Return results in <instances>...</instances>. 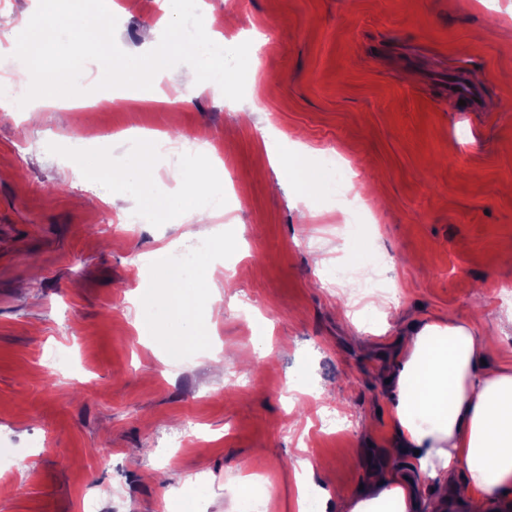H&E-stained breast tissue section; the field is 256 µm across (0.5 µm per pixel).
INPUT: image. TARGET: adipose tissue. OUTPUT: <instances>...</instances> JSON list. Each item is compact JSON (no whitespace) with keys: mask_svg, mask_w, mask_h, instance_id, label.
I'll list each match as a JSON object with an SVG mask.
<instances>
[{"mask_svg":"<svg viewBox=\"0 0 512 512\" xmlns=\"http://www.w3.org/2000/svg\"><path fill=\"white\" fill-rule=\"evenodd\" d=\"M37 2V12L25 25V37L8 50L21 64L23 80L18 84L0 80V108L7 112L32 111L28 88L50 86L57 92L43 100V108L63 111L91 62L112 64L111 53L98 42L111 0H100L99 15L93 20L86 18L82 0ZM205 8L204 0H163V15L155 27L161 49L150 58L154 81L149 96L165 95L160 82L167 53L185 58L179 73L182 86L202 92L230 78L222 41L200 36L187 44L170 38L175 24ZM62 32L71 43L79 44V51H53ZM161 141L157 132L134 138L130 149L134 160L118 175L110 156H96L93 170L111 185L113 208L122 210L129 201L157 198L153 172ZM169 178L179 194L164 210L167 223H179L188 214L205 219L207 211L199 204L205 196L217 207L227 205L223 184L195 157H185ZM159 282L160 315L181 321L179 343L167 351L172 358L180 347L193 345L203 336L192 312L194 305L202 301L215 310L222 296L212 269L198 262L161 268ZM491 343V337L477 335L469 325L453 319L413 326L401 337L389 375L397 390L390 421L398 447L414 451V464L406 474L378 471L367 488L336 490V512H446L448 491L459 472L467 486L466 512H489L492 503L512 490V370L487 365ZM426 485L431 488L427 496L422 493Z\"/></svg>","mask_w":512,"mask_h":512,"instance_id":"adipose-tissue-1","label":"adipose tissue"}]
</instances>
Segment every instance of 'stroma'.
I'll list each match as a JSON object with an SVG mask.
<instances>
[{
  "label": "stroma",
  "instance_id": "stroma-1",
  "mask_svg": "<svg viewBox=\"0 0 512 512\" xmlns=\"http://www.w3.org/2000/svg\"><path fill=\"white\" fill-rule=\"evenodd\" d=\"M106 40L115 66L146 55L157 17L148 0H119ZM227 51L265 42L228 83L134 112L0 116V512H171L149 472L202 474L187 512H241L245 468L265 472L268 512H302V459L325 461L308 486L359 489L380 467L406 472L392 452L387 370L411 324L460 319L492 337V366L512 368V0H210ZM482 90L459 105L448 78ZM262 109L241 121L250 98ZM173 139L199 134L224 153L237 209L224 211V248L203 255L216 280L232 275L224 312L198 309L205 338L171 366L164 340L140 342L152 319L153 265L171 241L192 248L213 231L165 223L141 206L133 233L113 229L109 194L88 149L111 131ZM299 137L301 166L320 176L300 212L267 150ZM341 155L357 186L374 185V216L354 224L336 202ZM327 261L318 268L314 254ZM136 292V303L127 295ZM272 351L255 348L259 319ZM233 395H225L226 383ZM348 430L326 429L327 411ZM193 421L192 438L166 439ZM34 468H27L28 460Z\"/></svg>",
  "mask_w": 512,
  "mask_h": 512
}]
</instances>
